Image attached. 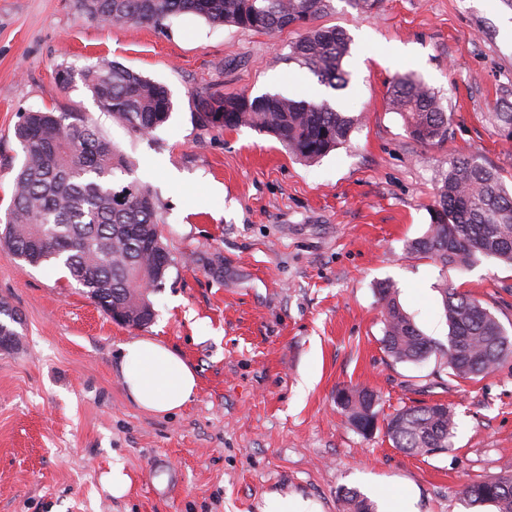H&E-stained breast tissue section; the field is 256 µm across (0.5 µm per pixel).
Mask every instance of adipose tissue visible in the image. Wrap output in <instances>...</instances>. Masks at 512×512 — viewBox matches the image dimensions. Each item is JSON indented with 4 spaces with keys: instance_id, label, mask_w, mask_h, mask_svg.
<instances>
[{
    "instance_id": "ef3b65f1",
    "label": "adipose tissue",
    "mask_w": 512,
    "mask_h": 512,
    "mask_svg": "<svg viewBox=\"0 0 512 512\" xmlns=\"http://www.w3.org/2000/svg\"><path fill=\"white\" fill-rule=\"evenodd\" d=\"M123 381L129 399L154 414H168L189 403L197 373L181 356L160 342L140 338L122 347Z\"/></svg>"
}]
</instances>
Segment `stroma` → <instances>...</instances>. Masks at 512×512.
<instances>
[{"label": "stroma", "mask_w": 512, "mask_h": 512, "mask_svg": "<svg viewBox=\"0 0 512 512\" xmlns=\"http://www.w3.org/2000/svg\"><path fill=\"white\" fill-rule=\"evenodd\" d=\"M318 25L352 39L340 94L289 59L295 29L269 35L195 14L164 26H111L74 0H0V218L22 153L23 112H80L150 184L173 265L150 299L153 322H114L59 266L33 268L0 248V301L23 322L0 349V512H262L278 494L341 512V488L385 512H472L461 490L512 470V355L460 380L437 357L384 351L379 283H392L419 329L446 342L440 284L480 300L512 337V266L480 258L441 268L406 244L431 222L448 160L480 156L512 186V140L486 115L512 93V0H382L362 14L333 0ZM116 61L171 92L169 121L137 136L112 123L82 81L58 67ZM420 75L450 116L448 138L422 145L388 109L398 74ZM339 97L365 121L348 145L306 164L274 137L201 125L202 93ZM150 337L198 375L191 403L156 415L126 396L121 347ZM364 385L381 416L444 403L454 446L413 456L384 428L359 434L337 389ZM122 468L128 493L102 477Z\"/></svg>", "instance_id": "stroma-1"}]
</instances>
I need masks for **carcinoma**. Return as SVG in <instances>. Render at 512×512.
<instances>
[{"instance_id":"obj_1","label":"carcinoma","mask_w":512,"mask_h":512,"mask_svg":"<svg viewBox=\"0 0 512 512\" xmlns=\"http://www.w3.org/2000/svg\"><path fill=\"white\" fill-rule=\"evenodd\" d=\"M76 8L88 19L112 25L162 26L174 16L193 13L213 25L269 34L295 28L300 36L291 43L289 58L334 91L350 83L344 68L349 37L340 28L315 25L332 8L331 0H76ZM80 76L112 122L137 135L152 133L170 117V92L161 82L109 60L96 62ZM387 102L416 142L447 139L450 116L416 73L398 76L387 90ZM197 119L204 126L271 134L290 154L311 163L348 143L362 115L326 99L205 94ZM488 119L512 140L511 101L501 99ZM15 138L22 162L0 228V247L33 267L62 266L102 312H119L129 326L149 324L154 316L149 294L164 287L172 266L152 190L141 181L120 178L129 170L127 157L80 112L28 110L15 127ZM406 248L444 267L469 266L480 256L512 265V190L497 170L474 156L448 159L431 224ZM377 291L383 306L382 344L398 362L418 363L434 354L452 376L471 379L492 372L512 354V340L497 317L473 297L441 288L448 323L443 345L423 334L391 285L381 283ZM16 324H21L20 314L1 301L0 343L6 350L18 349ZM336 403L361 434H373L378 411L372 390L339 389ZM384 428L394 447L424 456L453 447L454 413L442 403L407 407L387 416ZM461 494L469 506L491 504L497 512H512V471L468 484ZM339 501L342 512H376L374 502L356 488L341 489Z\"/></svg>"}]
</instances>
